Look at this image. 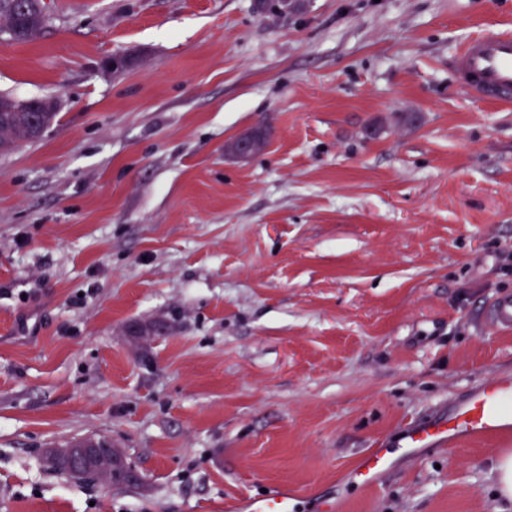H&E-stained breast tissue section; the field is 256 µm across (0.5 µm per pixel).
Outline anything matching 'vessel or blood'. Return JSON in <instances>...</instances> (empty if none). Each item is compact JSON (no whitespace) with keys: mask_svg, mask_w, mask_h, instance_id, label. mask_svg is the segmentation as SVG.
Returning <instances> with one entry per match:
<instances>
[{"mask_svg":"<svg viewBox=\"0 0 512 512\" xmlns=\"http://www.w3.org/2000/svg\"><path fill=\"white\" fill-rule=\"evenodd\" d=\"M460 85L474 99L512 104V33L497 32L465 41L455 57ZM499 330H512V297L494 302L488 315ZM512 430V376L476 388L470 398L448 415L412 425L403 436L404 448H444L457 436L486 437ZM391 466V453L370 449L360 459L354 478L371 486ZM249 512H294L293 497L279 489L251 498Z\"/></svg>","mask_w":512,"mask_h":512,"instance_id":"1","label":"vessel or blood"}]
</instances>
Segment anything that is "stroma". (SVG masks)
I'll use <instances>...</instances> for the list:
<instances>
[{
	"label": "stroma",
	"mask_w": 512,
	"mask_h": 512,
	"mask_svg": "<svg viewBox=\"0 0 512 512\" xmlns=\"http://www.w3.org/2000/svg\"><path fill=\"white\" fill-rule=\"evenodd\" d=\"M49 8L0 42V94L59 112L0 155V512H237L276 486L297 512H512V433L398 446L512 376V331L483 317L512 295V105L452 67L512 31V0ZM257 129L260 153L226 156ZM154 319L169 334L121 332ZM88 434L141 486L44 467ZM392 452L386 448H372L360 459L355 471V481L361 486H372L391 466ZM499 494L512 500V456L502 455L494 466Z\"/></svg>",
	"instance_id": "1"
}]
</instances>
